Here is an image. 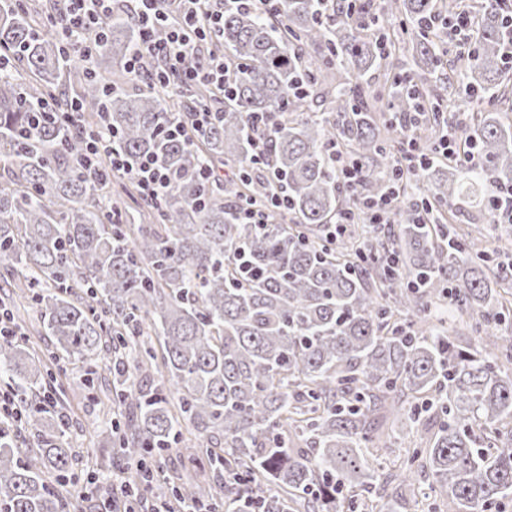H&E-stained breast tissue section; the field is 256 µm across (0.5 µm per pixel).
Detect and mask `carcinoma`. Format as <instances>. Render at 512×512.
<instances>
[{"mask_svg":"<svg viewBox=\"0 0 512 512\" xmlns=\"http://www.w3.org/2000/svg\"><path fill=\"white\" fill-rule=\"evenodd\" d=\"M472 52L446 76L438 0H387L384 23L365 0H279L262 16L224 10L212 45L230 51L232 89L184 88L165 101L131 80L124 64L138 40L121 3L99 24L88 56L53 33L55 0H0V266L16 319L38 313L55 351L0 342V377L22 420L0 423V512H64L52 480H73L66 423L41 403L59 359L112 371L122 415L101 425L113 453L161 464L182 426L196 433L214 479L188 476L162 491L183 508L229 512H419L422 476L448 512H503L512 501V290L496 255L512 230L495 223L491 193L512 187V123L480 106L507 80L512 42L499 0H472ZM406 59L409 70L395 76ZM54 99L106 119L114 148L150 154L173 175L156 205L123 212L108 159L89 177L79 128L29 116ZM442 131L447 112L474 147L468 167L427 164L391 173L393 154L415 146L421 103ZM322 108L321 113L314 107ZM214 120L201 130L193 112ZM180 122L187 137L166 132ZM340 147L360 181L348 190L331 161ZM230 163L222 184L199 172ZM404 184L407 214L385 238L355 248L328 243L342 215L365 224L361 200ZM288 197L264 224L240 206ZM474 210L494 247L447 224V206ZM435 212L418 224L413 208ZM477 344L458 347L461 326ZM162 339L157 352L151 336ZM178 393L172 404L171 390ZM28 432L33 446L14 445ZM414 434L391 469L387 449ZM393 489L390 498L379 490Z\"/></svg>","mask_w":512,"mask_h":512,"instance_id":"1","label":"carcinoma"}]
</instances>
